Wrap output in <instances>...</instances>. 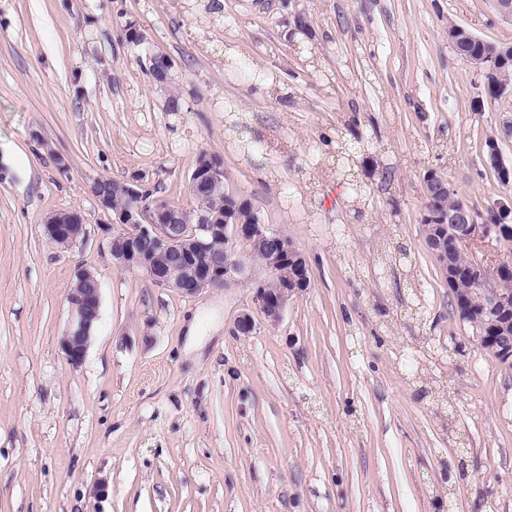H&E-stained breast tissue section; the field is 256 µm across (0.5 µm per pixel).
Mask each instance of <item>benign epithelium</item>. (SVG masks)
<instances>
[{"mask_svg":"<svg viewBox=\"0 0 512 512\" xmlns=\"http://www.w3.org/2000/svg\"><path fill=\"white\" fill-rule=\"evenodd\" d=\"M448 42L460 50L470 43L481 44V52L468 58L477 75L488 84L492 76L512 67V45L498 44L479 38L469 29L456 25L448 29ZM150 82L164 88L171 79L170 61L157 54L149 56ZM487 159L500 179L512 182V166L501 154L498 139L490 135L485 141ZM197 190L216 193L224 189V169L215 166L199 167L192 180ZM425 191L435 203L428 215L433 231L428 241L448 278V287L464 277H474L484 286V295L491 314L488 331L474 332L475 340L491 346L502 359L512 360V301L498 292L503 287L502 262L484 253L492 243L502 241L503 222L512 217V200L500 201L492 207L497 224H481L466 209L449 212L442 200L451 192L445 179L429 171L424 181ZM123 190L129 204L112 207L111 196L99 192L95 198L101 209L112 214L116 231L107 238V252L112 265L121 270H135L154 285L167 288L186 297H193L207 288L225 283L252 279L254 270L243 261L239 246L251 239L264 252L262 268L271 278L280 280L279 288L271 291L265 282H256L252 297L255 307L271 323L281 320L291 297L309 286L306 260L294 241L278 231L255 224H235L228 228L216 224L203 212L187 219L179 210L162 201L149 207L144 203L147 188L144 179L134 174L126 179ZM46 238L60 249L71 250L85 242L86 225L76 224L71 214L57 217L43 225ZM176 251L180 261L175 265H160L154 261L159 253ZM468 257L463 266L459 254ZM75 277L86 287L76 288L68 295L70 321L60 341L67 362L80 365L88 352L100 316L101 285L89 268L80 267Z\"/></svg>","mask_w":512,"mask_h":512,"instance_id":"7a95c632","label":"benign epithelium"}]
</instances>
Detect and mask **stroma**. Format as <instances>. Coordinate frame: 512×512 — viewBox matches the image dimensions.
Wrapping results in <instances>:
<instances>
[{"label":"stroma","instance_id":"35a3bbf8","mask_svg":"<svg viewBox=\"0 0 512 512\" xmlns=\"http://www.w3.org/2000/svg\"><path fill=\"white\" fill-rule=\"evenodd\" d=\"M452 23L512 44L490 0H0V512H512V365L422 227L428 171L481 211L512 197L484 151L512 161V94L481 98ZM202 152L307 260L279 323L253 283L187 298L108 258L92 183L186 206ZM62 210L88 230L69 251L43 234ZM80 266L101 308L75 367ZM148 59L152 63L148 71L150 82L165 89L171 79L170 61L165 56L157 54L149 55ZM75 277L84 281L86 287L81 288L75 278L74 290L68 295L70 321L60 347L67 362L76 367L84 361L99 320L101 285L95 272L89 268L79 267Z\"/></svg>","mask_w":512,"mask_h":512}]
</instances>
